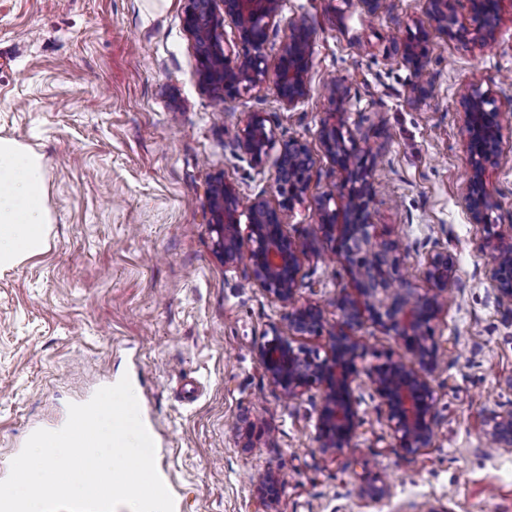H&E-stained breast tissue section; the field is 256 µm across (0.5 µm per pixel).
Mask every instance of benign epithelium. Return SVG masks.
I'll list each match as a JSON object with an SVG mask.
<instances>
[{
    "label": "benign epithelium",
    "instance_id": "7a95c632",
    "mask_svg": "<svg viewBox=\"0 0 512 512\" xmlns=\"http://www.w3.org/2000/svg\"><path fill=\"white\" fill-rule=\"evenodd\" d=\"M224 9V22L234 29L233 43L223 42L218 31L216 3ZM470 28L458 22L451 11L452 0H423L422 16L410 17L415 31L397 48L400 62L413 74L409 103L416 105L429 93L424 79L432 35L462 39L474 33V41L494 38L492 21L502 0H471ZM281 0H189L184 16L187 31L201 47L199 57L203 84L224 96L239 98L266 81L265 48L269 30L278 23ZM313 30L304 20L288 22V35L277 59L274 94L292 109L308 95L312 62ZM333 105L331 119L324 122L320 140L336 170L342 175L339 192L317 201V233L342 258L352 291L336 295V332L329 334L327 352L320 357L308 337L323 332L321 307L312 302L297 304L295 294L303 278L304 260L312 248L288 234L286 217L307 192L312 169L308 145L297 139L281 140L268 125L263 112L249 114L237 129L235 144L255 165L263 164L273 150L272 205L265 193L256 195L250 206L246 230H241L239 196L227 181H215L209 191L215 252L232 268L248 260L249 285L259 288L283 307H291L283 321L271 327V337L258 348L261 366L269 382L288 399H298L314 390L320 397L317 436L322 453L337 455L349 447L359 425L358 402L353 383L359 376L357 359L362 344L357 330L369 323L393 337L408 359L386 358L368 371L369 381L384 407L388 428L406 458L430 448L440 436L434 412L431 377L447 363L440 351L431 322L448 307L455 270L448 251L438 249L425 257L424 275L430 288L421 293L402 271V245L397 240L381 241L372 224L370 205L375 195L372 170L353 137H345L344 94L333 86L327 94ZM464 146L471 171L463 196L469 219L483 226L489 250L487 277L502 305L512 306V237L505 238L491 213L499 202L487 186L490 171L503 163L501 108L488 93L471 90L461 97ZM345 199L342 208L331 207L336 197ZM487 447L512 452V409L493 412L484 433Z\"/></svg>",
    "mask_w": 512,
    "mask_h": 512
}]
</instances>
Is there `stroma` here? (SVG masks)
<instances>
[{"label":"stroma","instance_id":"stroma-1","mask_svg":"<svg viewBox=\"0 0 512 512\" xmlns=\"http://www.w3.org/2000/svg\"><path fill=\"white\" fill-rule=\"evenodd\" d=\"M370 16L353 0H282L270 33L275 64L286 19L316 34L309 94L279 105L272 84L233 101L199 74L187 0H0V136L40 153L53 218L49 248L0 272V479L29 436L62 428L68 406L129 377L157 431L155 464L174 512H418L438 500L450 512H512V452L487 449L485 421L512 408V307L494 301L484 230L463 195L469 174L460 96L471 89L512 99V0H502L484 44L434 37L429 96L407 102L412 76L395 55L419 0H392ZM343 79L346 128L376 153L372 221L380 239L406 246L420 291L424 258L446 248L455 294L434 321L448 363L432 376L441 438L412 459L393 446L370 367L402 357L393 337L360 331L353 384L360 423L337 456L317 446V396H281L257 356L285 309L228 269L214 250L206 191L231 182L249 205L270 182L233 154L231 132L265 112L281 138L305 141L314 159L288 233L314 241L296 291L336 327L342 263L315 241V202L340 176L320 143L330 106L325 84ZM505 163L490 174L500 202L492 223L512 233V111L502 119ZM284 473L273 503L261 488ZM389 483L373 501L360 488Z\"/></svg>","mask_w":512,"mask_h":512}]
</instances>
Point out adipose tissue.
<instances>
[{"label": "adipose tissue", "mask_w": 512, "mask_h": 512, "mask_svg": "<svg viewBox=\"0 0 512 512\" xmlns=\"http://www.w3.org/2000/svg\"><path fill=\"white\" fill-rule=\"evenodd\" d=\"M45 184L41 156L0 137V271L48 249L51 215Z\"/></svg>", "instance_id": "ef3b65f1"}]
</instances>
